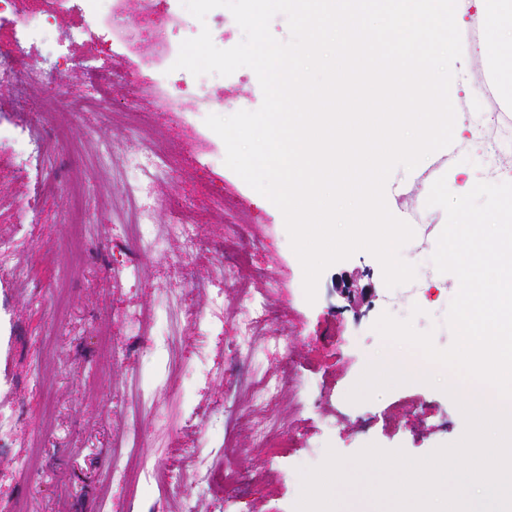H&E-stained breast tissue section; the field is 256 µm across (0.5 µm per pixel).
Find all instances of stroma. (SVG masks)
Here are the masks:
<instances>
[{
    "label": "stroma",
    "instance_id": "35a3bbf8",
    "mask_svg": "<svg viewBox=\"0 0 512 512\" xmlns=\"http://www.w3.org/2000/svg\"><path fill=\"white\" fill-rule=\"evenodd\" d=\"M135 22L125 12L123 30L96 45L59 39L71 26L60 15L57 34L32 48V62L71 91L84 86L85 67L95 61L145 73L149 46L128 38ZM462 58L467 68L450 94L468 99L472 116L483 110L470 88L488 76L487 56L472 49ZM213 83L216 95L238 109L254 111L263 102L249 68L214 76ZM45 91L0 87V129L36 130L53 140L33 113ZM194 96L185 80L137 101L151 112V139L169 166L152 186L159 204L154 225L168 222L161 204L172 197L191 212H210L198 227L203 245L188 258L179 237H165L147 254L113 224L112 204L138 172L129 166L123 178L112 179L85 144L96 139L130 162L141 140L109 113L74 118L68 147L51 171L27 166L16 143H0V249L9 256L0 267V407L18 415L12 444L0 454V512H12L19 500L28 512H293L299 468L320 465L327 450L349 457L374 444L422 457L465 431L454 400L426 383L398 385L358 403L347 398L370 356L386 347L373 328L382 313L412 318L444 349L453 340L446 324L450 297L428 289L421 315H413L403 288H387L379 262L360 251L328 267L315 302H307L282 213L226 166L225 145L205 114L186 110ZM480 161L477 152L440 150L420 173L396 168L389 186L409 181L413 187L387 196L389 210L411 217L441 177L460 193L465 172ZM68 179L85 184L82 238L56 217L66 205L59 185ZM239 252L245 263L236 279H225V260ZM342 280L357 288L355 302L336 296ZM253 298L265 303L273 323L250 340L240 325ZM186 309L202 321H178ZM284 374L289 382L271 412L280 446L272 450L239 419L256 408L247 382ZM138 402L142 442L132 451L124 442ZM228 427L244 450L238 479L194 480L197 469L223 465ZM111 452L153 472V479L107 482Z\"/></svg>",
    "mask_w": 512,
    "mask_h": 512
}]
</instances>
